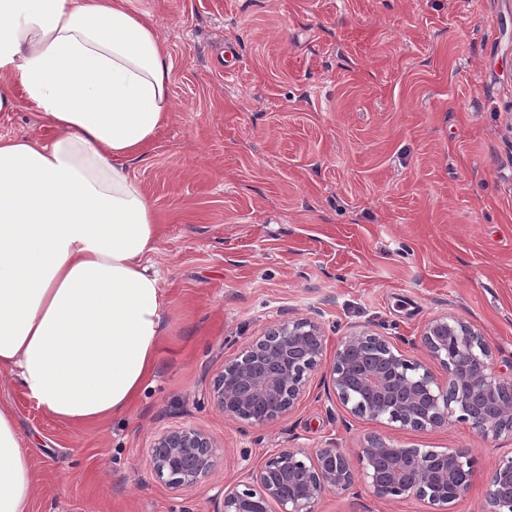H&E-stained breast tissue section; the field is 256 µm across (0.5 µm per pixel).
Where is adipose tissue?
<instances>
[{
  "instance_id": "1",
  "label": "adipose tissue",
  "mask_w": 512,
  "mask_h": 512,
  "mask_svg": "<svg viewBox=\"0 0 512 512\" xmlns=\"http://www.w3.org/2000/svg\"><path fill=\"white\" fill-rule=\"evenodd\" d=\"M127 0H0V112L22 88L55 136H0V377L53 419L123 415L166 331L160 226L130 172L169 121L172 65ZM34 474L0 407V512Z\"/></svg>"
}]
</instances>
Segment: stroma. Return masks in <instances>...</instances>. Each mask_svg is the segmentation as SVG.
Segmentation results:
<instances>
[{"mask_svg":"<svg viewBox=\"0 0 512 512\" xmlns=\"http://www.w3.org/2000/svg\"><path fill=\"white\" fill-rule=\"evenodd\" d=\"M172 62L174 112L131 171L161 226L153 262L167 330L154 376L121 417L59 422L0 380L35 484L30 512H212L266 450L367 434L465 448L478 475L512 439L468 425H376L328 401L325 366L293 412L257 427L209 393L225 361L279 321L418 338L436 317L480 329L512 360V0H128ZM19 96L0 136L53 138ZM191 426L217 459L195 487L159 482L148 448ZM317 512H433L364 484Z\"/></svg>","mask_w":512,"mask_h":512,"instance_id":"obj_1","label":"stroma"}]
</instances>
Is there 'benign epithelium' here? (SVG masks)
Instances as JSON below:
<instances>
[{"instance_id":"benign-epithelium-1","label":"benign epithelium","mask_w":512,"mask_h":512,"mask_svg":"<svg viewBox=\"0 0 512 512\" xmlns=\"http://www.w3.org/2000/svg\"><path fill=\"white\" fill-rule=\"evenodd\" d=\"M324 334L313 318L282 320L245 345L216 375L211 399L224 417L263 426L287 415L305 392L308 374L323 356ZM420 343L444 374L407 354L415 345L369 330L341 337L328 360V400L359 418L424 430L449 418L484 438L512 437V373L494 366L482 333L459 318L437 317ZM152 471L170 489L196 486L214 466L215 446L188 426L161 433L148 449ZM359 469L333 444L322 448H274L260 465L244 469L214 499L212 512H315L329 492L344 493L359 481L376 497H415L434 512L471 488L476 459L458 448H399L370 434L359 448ZM491 512H512V457L486 476Z\"/></svg>"}]
</instances>
